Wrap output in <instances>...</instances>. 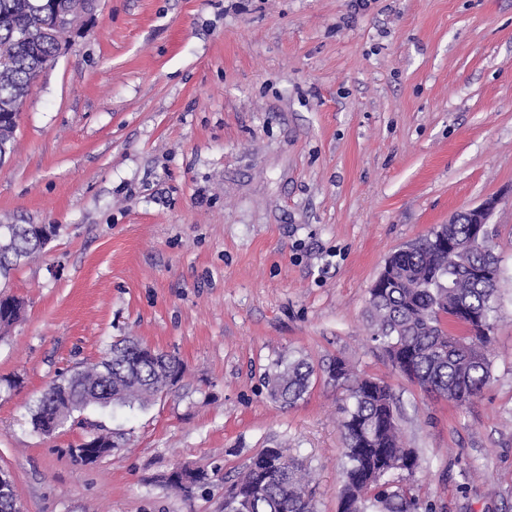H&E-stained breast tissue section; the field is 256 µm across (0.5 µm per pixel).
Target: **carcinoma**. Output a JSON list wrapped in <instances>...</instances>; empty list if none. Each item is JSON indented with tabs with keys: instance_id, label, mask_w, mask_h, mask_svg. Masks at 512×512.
Here are the masks:
<instances>
[{
	"instance_id": "carcinoma-1",
	"label": "carcinoma",
	"mask_w": 512,
	"mask_h": 512,
	"mask_svg": "<svg viewBox=\"0 0 512 512\" xmlns=\"http://www.w3.org/2000/svg\"><path fill=\"white\" fill-rule=\"evenodd\" d=\"M50 0H0V137L15 140L23 101L37 70L66 43L70 29L60 26L53 40L44 38ZM0 233V279L40 252L51 232L43 225L9 224ZM455 259L441 250L431 235L409 251L390 258L394 280L369 291L368 317L372 340L385 351L392 367L424 391L463 406L481 394L492 378L488 345L494 329L492 298L499 278V258L487 244H478L471 225L457 220L442 225ZM21 302L0 292V326L20 316ZM461 325L462 336L449 335L442 317ZM140 341L128 338L110 346L105 358L62 372L41 394L31 413L34 431L48 434L45 423L68 419L90 406L120 407L153 403L154 391L165 386L180 360L165 354L155 360L141 354ZM336 366L334 384L345 387L342 407L343 486L340 499L353 512H431L416 494L411 477L419 459L402 446L392 390L353 374L344 360ZM315 375L305 358L278 359L267 374L271 398L293 406L308 393ZM98 445L86 448L77 462L92 464L112 452V436L99 434ZM281 451L267 448L253 457L224 498L250 499L249 512H315L298 466L280 464ZM197 470L185 484H174L190 496L205 484Z\"/></svg>"
}]
</instances>
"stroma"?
I'll return each instance as SVG.
<instances>
[{
	"label": "stroma",
	"instance_id": "1",
	"mask_svg": "<svg viewBox=\"0 0 512 512\" xmlns=\"http://www.w3.org/2000/svg\"><path fill=\"white\" fill-rule=\"evenodd\" d=\"M489 198L492 380L458 407L392 368L369 290ZM0 224L56 228L0 333V470L23 512H224L266 448L337 512L345 392L319 377L273 401L285 355L390 385L433 512H512V0H96L25 99ZM120 336L179 358L180 385L35 432L55 374ZM94 423L126 443L76 462ZM180 467L208 485L184 496Z\"/></svg>",
	"mask_w": 512,
	"mask_h": 512
}]
</instances>
